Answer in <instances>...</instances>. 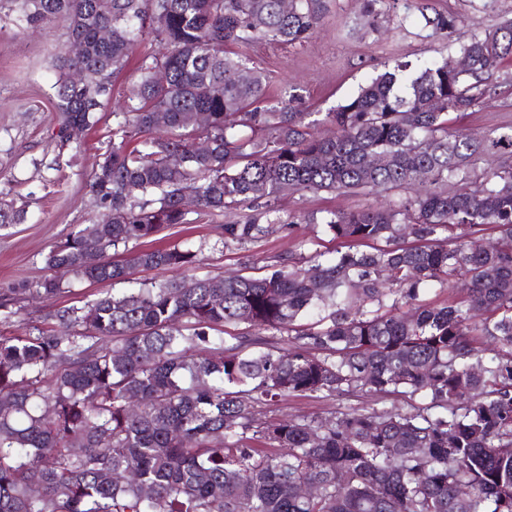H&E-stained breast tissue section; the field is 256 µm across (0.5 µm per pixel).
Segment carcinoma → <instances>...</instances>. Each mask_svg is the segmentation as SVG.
<instances>
[{
	"instance_id": "1",
	"label": "carcinoma",
	"mask_w": 512,
	"mask_h": 512,
	"mask_svg": "<svg viewBox=\"0 0 512 512\" xmlns=\"http://www.w3.org/2000/svg\"><path fill=\"white\" fill-rule=\"evenodd\" d=\"M325 7L0 0V29L61 21L83 46L55 61L62 148L69 128L99 122L137 45L164 46L139 59L112 112L88 184L97 220L49 251L50 270L114 284L139 269L194 271L200 250L151 246L192 213L238 216L223 227L227 250L277 224H323L351 243L327 261L315 253L306 266L284 258L270 273L230 274L218 288L165 279L83 307L54 304L70 289L56 275L37 282L30 292L50 302L52 331L0 336V512H512V127L449 130L512 59V20L477 32L437 14L425 26L464 67L443 57L404 80L398 64L324 113L301 109L300 94L268 105V75L229 47L302 45ZM106 28L111 37L98 38ZM287 187L404 195L286 214ZM24 214L0 199L1 225ZM484 225L497 230L492 249L473 237ZM87 240L102 252L95 267ZM121 247L127 256L111 258ZM460 276L465 304L420 303L424 287ZM238 324L251 332L215 335ZM359 393L419 403L262 416L277 398ZM304 484L314 493L300 494Z\"/></svg>"
}]
</instances>
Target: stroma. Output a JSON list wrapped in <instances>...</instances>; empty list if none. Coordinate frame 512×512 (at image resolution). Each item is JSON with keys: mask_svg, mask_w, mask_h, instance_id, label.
<instances>
[{"mask_svg": "<svg viewBox=\"0 0 512 512\" xmlns=\"http://www.w3.org/2000/svg\"><path fill=\"white\" fill-rule=\"evenodd\" d=\"M390 20L371 26L363 0H333L313 38L301 46L258 42L243 48V55L269 75L270 104L286 100L292 87H300L310 111L326 112L355 95L359 87L383 71L403 62L414 75L433 60L439 43L407 0H387ZM441 13L462 17L467 29L483 30L512 19V0H431ZM68 44L67 29L58 22L40 33L12 27L0 29V197L21 198L26 214L19 223L0 227V296L10 299L12 316L0 320V334H22L43 327L45 304L31 297L27 283L48 276L45 257L57 242L72 236L94 220L98 208L89 191V175L107 148L112 128V107L104 105L101 121L81 132L80 149L71 164H60L59 148L51 138L56 125L51 105L56 71L53 62ZM474 133L497 126H512V62L497 73L492 96L467 111L461 121ZM377 196L347 191L318 194L292 192L284 200L289 211L362 209L376 204ZM222 218H203L160 231L161 246L194 244L202 247L204 263L194 277L220 279L247 266L276 268L282 258L302 263L317 252L332 258L344 249L320 224H296L238 250H226ZM407 396L318 398L288 396L263 410L269 419L284 416L325 418L355 408L409 409Z\"/></svg>", "mask_w": 512, "mask_h": 512, "instance_id": "1", "label": "stroma"}]
</instances>
